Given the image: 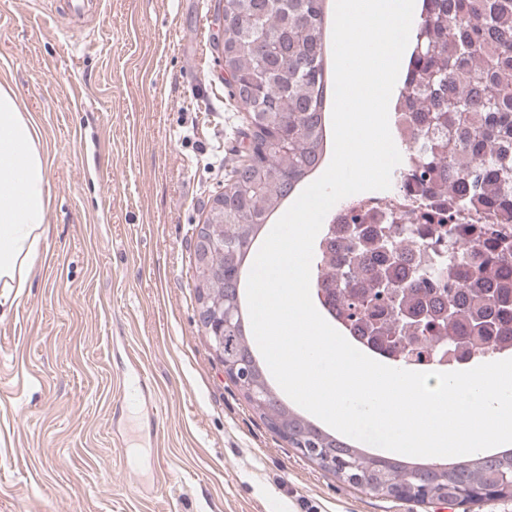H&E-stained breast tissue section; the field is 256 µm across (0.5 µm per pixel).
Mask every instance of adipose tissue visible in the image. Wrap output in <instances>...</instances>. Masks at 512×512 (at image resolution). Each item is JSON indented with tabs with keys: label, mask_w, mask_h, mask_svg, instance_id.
Instances as JSON below:
<instances>
[{
	"label": "adipose tissue",
	"mask_w": 512,
	"mask_h": 512,
	"mask_svg": "<svg viewBox=\"0 0 512 512\" xmlns=\"http://www.w3.org/2000/svg\"><path fill=\"white\" fill-rule=\"evenodd\" d=\"M50 208L39 129L16 94L0 86V320L30 293Z\"/></svg>",
	"instance_id": "1"
}]
</instances>
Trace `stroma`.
<instances>
[{"instance_id": "obj_1", "label": "stroma", "mask_w": 512, "mask_h": 512, "mask_svg": "<svg viewBox=\"0 0 512 512\" xmlns=\"http://www.w3.org/2000/svg\"><path fill=\"white\" fill-rule=\"evenodd\" d=\"M213 4L0 0V85L41 132L52 199L0 321V512H443L319 469L198 330L196 227L249 129ZM134 357L151 386L129 401Z\"/></svg>"}]
</instances>
